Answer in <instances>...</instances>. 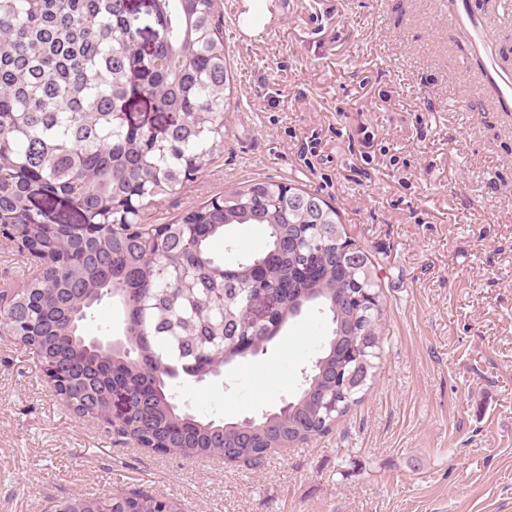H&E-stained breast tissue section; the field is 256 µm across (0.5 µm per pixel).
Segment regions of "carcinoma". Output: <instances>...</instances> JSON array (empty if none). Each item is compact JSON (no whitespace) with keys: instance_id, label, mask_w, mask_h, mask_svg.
Instances as JSON below:
<instances>
[{"instance_id":"cac0c4a2","label":"carcinoma","mask_w":512,"mask_h":512,"mask_svg":"<svg viewBox=\"0 0 512 512\" xmlns=\"http://www.w3.org/2000/svg\"><path fill=\"white\" fill-rule=\"evenodd\" d=\"M217 0H152L142 14L126 0H0V224H12L54 249L44 209L29 198H69L85 224L110 228L86 242H69L66 259L49 278L35 284L39 300L17 320L44 327L40 346L72 375L88 368L119 373L141 368L142 385L152 389L146 403L130 401L132 418L173 431L171 455L227 456L248 459L280 439L304 444L331 430L359 402L360 387L342 385L358 362L363 383L372 378L380 358L384 315L382 284L375 264L339 227L340 236L311 235L312 224H338L336 208L298 185L250 180L209 203L188 211L181 224H203L201 235L185 231L166 253L147 252L138 237L123 232L141 223L151 201L172 195L194 179L224 143V105L231 89L224 45V25ZM150 32L151 51L140 50ZM140 76L138 84L128 74ZM136 97L153 110L175 116L166 138L153 143L121 117ZM255 224L266 236L265 248L243 253L230 266L212 257L211 241L230 240L235 228ZM293 226L307 240L294 245L281 238ZM321 253L312 268L309 250ZM267 261L265 281L257 286L250 269ZM193 268L195 296L224 291V347L258 335L245 323L248 306L261 288L287 286L294 302L284 306L286 323L313 307L327 315L331 332L322 346L320 367L312 370L292 397L288 413H278L255 427L252 448L237 447L238 431L225 423L171 410V381L195 377L203 360L224 364L222 349L202 351L210 338V311L192 308L174 267ZM109 288H130L126 305L128 351L96 349L86 336L87 313L106 298ZM336 371V381L319 376ZM335 393L336 411L328 414L317 399ZM85 512L104 507L115 512H155V497L133 486L113 500L74 498Z\"/></svg>"}]
</instances>
